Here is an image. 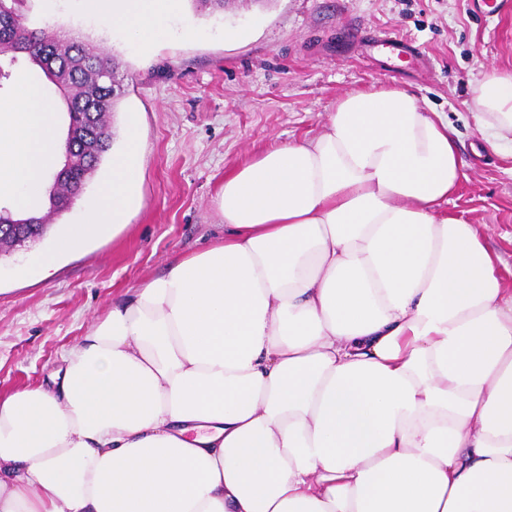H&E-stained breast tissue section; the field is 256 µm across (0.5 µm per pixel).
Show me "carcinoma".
<instances>
[{"label":"carcinoma","instance_id":"1","mask_svg":"<svg viewBox=\"0 0 512 512\" xmlns=\"http://www.w3.org/2000/svg\"><path fill=\"white\" fill-rule=\"evenodd\" d=\"M28 2L0 0V81L9 79L11 68L21 61L38 68L66 105L65 155L82 158L54 173L46 212L15 219L9 209H0V224H39V239L50 229L46 221L69 208L68 200L88 180L86 171L98 169L111 149L112 112L121 89L115 84L113 59L94 52L82 36L29 26Z\"/></svg>","mask_w":512,"mask_h":512}]
</instances>
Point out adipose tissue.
I'll return each instance as SVG.
<instances>
[{
  "label": "adipose tissue",
  "instance_id": "obj_1",
  "mask_svg": "<svg viewBox=\"0 0 512 512\" xmlns=\"http://www.w3.org/2000/svg\"><path fill=\"white\" fill-rule=\"evenodd\" d=\"M182 0H92L148 47ZM471 108L512 133V70ZM63 106L0 100V205L37 214ZM143 142L34 260L121 225ZM448 121L407 91L339 99L318 136L235 167L222 242L113 304L56 388L0 397V512H512V286L476 224Z\"/></svg>",
  "mask_w": 512,
  "mask_h": 512
}]
</instances>
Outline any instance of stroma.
<instances>
[{"label":"stroma","mask_w":512,"mask_h":512,"mask_svg":"<svg viewBox=\"0 0 512 512\" xmlns=\"http://www.w3.org/2000/svg\"><path fill=\"white\" fill-rule=\"evenodd\" d=\"M29 17L116 59L123 94L112 147L133 119L144 150L136 203L114 236L62 258L49 276L29 267L53 234L83 223L112 175L107 157L50 235L0 255V395L53 385L64 351L113 301L223 240L216 195L225 173L317 136L337 100L375 85L405 89L447 117L467 177L445 209L481 225L512 268V154L484 143L470 110L484 72L512 69V0H229L214 14L186 0L147 50L113 36L83 0H31ZM239 27L251 29L248 41L226 39Z\"/></svg>","instance_id":"obj_1"}]
</instances>
